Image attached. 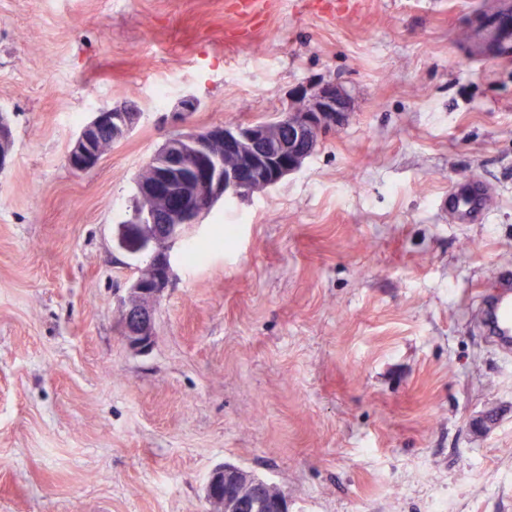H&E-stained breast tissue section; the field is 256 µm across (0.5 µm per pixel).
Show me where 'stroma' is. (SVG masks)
<instances>
[{
    "label": "stroma",
    "mask_w": 512,
    "mask_h": 512,
    "mask_svg": "<svg viewBox=\"0 0 512 512\" xmlns=\"http://www.w3.org/2000/svg\"><path fill=\"white\" fill-rule=\"evenodd\" d=\"M478 2L0 0V512H208L225 463L288 512H512V357L471 310L512 271V57L463 49ZM327 79L348 121L173 243L154 345L128 348L144 261L117 229L179 99L198 126L261 121ZM130 104L74 173L80 127ZM472 178L491 209L449 223ZM139 117L138 112L128 107L98 108L70 143L66 160L71 170L81 173L94 168L112 146V140L102 139L112 131L116 140L124 138L133 130Z\"/></svg>",
    "instance_id": "35a3bbf8"
}]
</instances>
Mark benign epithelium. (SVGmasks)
<instances>
[{"label": "benign epithelium", "mask_w": 512, "mask_h": 512, "mask_svg": "<svg viewBox=\"0 0 512 512\" xmlns=\"http://www.w3.org/2000/svg\"><path fill=\"white\" fill-rule=\"evenodd\" d=\"M200 107L199 99L187 94L177 105L181 122ZM349 99L333 80L296 89L289 103L275 117L233 126L216 124L186 126L168 136L159 150L143 166L141 188L131 216L123 221L117 246L129 255L149 251L154 265H147L128 288L122 305L121 337L135 351H146L154 342L157 308L172 276V243L184 231L200 223L201 217L221 198L249 196L278 184L297 171L311 156L322 134L342 125L347 119ZM139 120V113L128 107H101L93 113L70 143L66 160L72 171L94 168L112 146L105 140L127 136ZM288 129V138L277 135ZM13 147V133L7 118L0 113V168ZM178 198L176 206L159 211L154 205L156 192ZM224 469L213 470L206 497L211 512H224V503L237 512H255L262 488L253 498H243L228 485L219 491Z\"/></svg>", "instance_id": "7a95c632"}]
</instances>
